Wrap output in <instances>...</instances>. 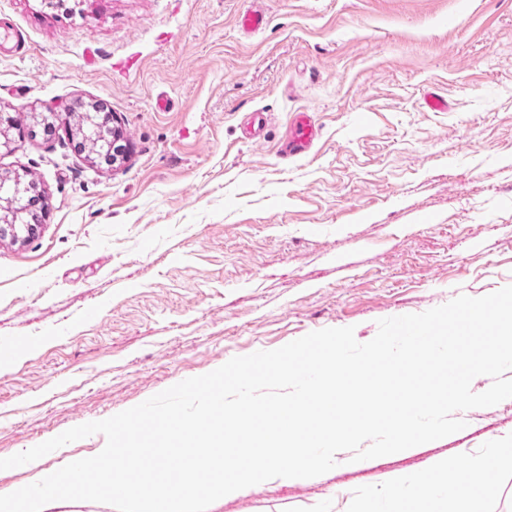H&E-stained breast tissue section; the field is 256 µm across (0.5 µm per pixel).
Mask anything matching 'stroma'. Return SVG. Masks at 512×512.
I'll return each instance as SVG.
<instances>
[{"label":"stroma","instance_id":"1","mask_svg":"<svg viewBox=\"0 0 512 512\" xmlns=\"http://www.w3.org/2000/svg\"><path fill=\"white\" fill-rule=\"evenodd\" d=\"M264 11L247 36L238 16ZM0 105L29 126L107 106L106 167L69 125L0 150L48 216L0 241V458L111 417L236 356L512 285V0H0ZM448 101L431 111L427 93ZM166 107H158L159 99ZM267 112L244 141L247 113ZM321 128L281 154L295 113ZM463 430L272 480L208 512H392L390 477L501 451L473 512H512V398ZM94 434L0 470V494L104 447Z\"/></svg>","mask_w":512,"mask_h":512}]
</instances>
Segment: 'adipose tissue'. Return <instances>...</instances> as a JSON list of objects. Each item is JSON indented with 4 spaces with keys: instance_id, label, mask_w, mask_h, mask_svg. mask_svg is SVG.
Masks as SVG:
<instances>
[{
    "instance_id": "obj_1",
    "label": "adipose tissue",
    "mask_w": 512,
    "mask_h": 512,
    "mask_svg": "<svg viewBox=\"0 0 512 512\" xmlns=\"http://www.w3.org/2000/svg\"><path fill=\"white\" fill-rule=\"evenodd\" d=\"M497 453L489 452L479 457L463 456L447 463L434 464L431 474L419 477L409 488L410 500L405 512H423L421 508L432 488V476H439L446 483L448 512H462L464 503L474 499L481 490L479 474L489 472L498 465Z\"/></svg>"
}]
</instances>
